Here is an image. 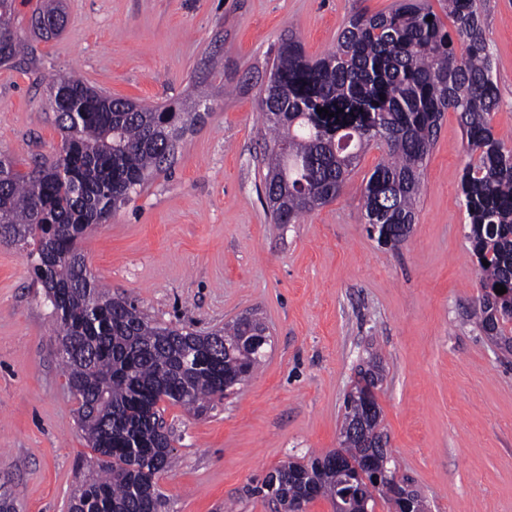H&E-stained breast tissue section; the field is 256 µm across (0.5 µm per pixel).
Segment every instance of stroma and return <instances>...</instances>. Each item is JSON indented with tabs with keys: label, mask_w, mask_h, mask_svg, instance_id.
<instances>
[{
	"label": "stroma",
	"mask_w": 512,
	"mask_h": 512,
	"mask_svg": "<svg viewBox=\"0 0 512 512\" xmlns=\"http://www.w3.org/2000/svg\"><path fill=\"white\" fill-rule=\"evenodd\" d=\"M395 2L64 0L63 30L43 39L31 27L40 0H16L28 52L0 66V153L29 163L61 146L52 78L74 72L108 95L161 105L208 78L212 55L224 59L171 166L80 242L106 289L159 322L206 334L254 313L270 330L263 366L206 414L161 402L176 465L157 487L171 512H276L248 496L251 480L338 448L344 396L373 355L397 471L431 512H512V361L470 319L479 279L457 113L444 114L398 249L361 221L379 149L299 223L274 224L265 203L257 99L282 37L295 33L317 59L350 15ZM485 14L501 96L492 124L512 145V0H485ZM31 263L28 249L0 245V499L12 512H68L98 455L78 430Z\"/></svg>",
	"instance_id": "35a3bbf8"
}]
</instances>
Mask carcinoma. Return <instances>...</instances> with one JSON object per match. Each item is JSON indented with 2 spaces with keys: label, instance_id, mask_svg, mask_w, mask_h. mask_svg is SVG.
Returning a JSON list of instances; mask_svg holds the SVG:
<instances>
[{
  "label": "carcinoma",
  "instance_id": "obj_1",
  "mask_svg": "<svg viewBox=\"0 0 512 512\" xmlns=\"http://www.w3.org/2000/svg\"><path fill=\"white\" fill-rule=\"evenodd\" d=\"M438 2L453 29L430 0H398L386 14H352L336 47L319 59L307 58L296 37L281 39L259 103L271 136L265 199L275 223L294 224L340 194L361 154L374 146L382 159L361 188L363 220L369 234L396 248L415 223L425 161L444 113H457L468 155L460 192L482 285L473 317L480 333L511 356L512 148L492 125L500 93L484 3ZM38 20L47 33L62 28L58 0H43ZM22 46L15 0H0V64L18 58ZM50 95L62 133L59 152L35 161L30 171L0 154V239L36 246L32 273L59 327L78 429L90 447L106 453L73 497L71 512H168L167 498L155 487L156 475L173 464L159 403L201 414L224 395V379L245 381L263 363V351L249 337L256 326L242 317L213 332L238 340L231 351L218 352L221 368H186L185 352L210 347L213 335L162 325L134 300L110 295L77 245L89 227L106 223L171 163L199 113L177 99L146 107L112 97L74 75L51 79ZM319 108L334 116L318 114ZM498 284L506 293L495 292ZM374 408L368 416L345 399L341 429L361 419L370 431L379 427L380 407ZM343 451L367 476L380 473L379 482L362 484L350 512H374L378 498L401 507L395 488L408 487L407 479L392 468L388 448L370 450L352 440ZM335 454L284 462L274 468L275 487L264 478L248 493L281 512L294 500L333 503L342 491V476L330 461Z\"/></svg>",
  "mask_w": 512,
  "mask_h": 512
}]
</instances>
